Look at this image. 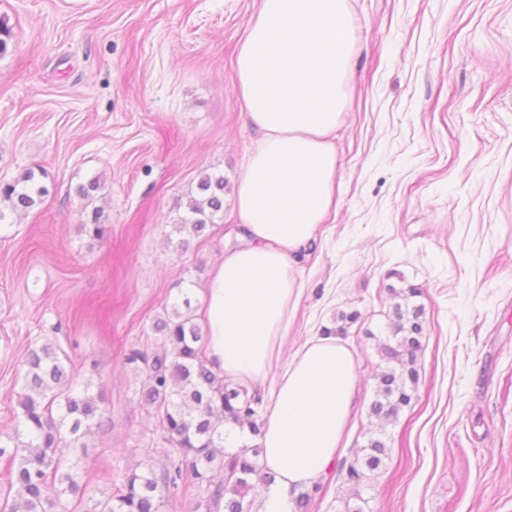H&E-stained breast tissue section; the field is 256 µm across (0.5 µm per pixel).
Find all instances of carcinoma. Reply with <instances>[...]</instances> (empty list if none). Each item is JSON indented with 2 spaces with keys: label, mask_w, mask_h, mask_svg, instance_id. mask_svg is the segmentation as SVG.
I'll return each instance as SVG.
<instances>
[{
  "label": "carcinoma",
  "mask_w": 512,
  "mask_h": 512,
  "mask_svg": "<svg viewBox=\"0 0 512 512\" xmlns=\"http://www.w3.org/2000/svg\"><path fill=\"white\" fill-rule=\"evenodd\" d=\"M47 194L31 170L0 185V224L38 206ZM185 208L181 222L174 225L176 232L198 233L214 223L224 211V175L202 176L198 195L189 196ZM418 294L416 288L395 293L402 302L394 305L392 340L381 346L387 368L377 376L370 407V415L384 421L396 419L410 403L419 380L417 355L425 311L410 304ZM154 328L160 333L162 352L132 348L124 363L143 377L141 396L171 448L169 463L158 473L152 468L128 471L109 494L95 498L68 467L67 452L85 447L82 439L91 428L111 426L112 415L90 395V383L66 373L53 345H36L23 359L29 393L19 401L12 445H0V458L16 463L0 481V512H161L165 498L189 485L200 490L194 512H251L245 502L250 480L271 481L258 464L263 448L254 443L235 453L224 452V426L246 427L260 437V398L247 396L207 366L206 335L191 313L188 293L181 294ZM387 457L385 440L369 439L348 465L347 481L359 488Z\"/></svg>",
  "instance_id": "carcinoma-1"
}]
</instances>
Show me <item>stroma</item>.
Here are the masks:
<instances>
[{
    "label": "stroma",
    "mask_w": 512,
    "mask_h": 512,
    "mask_svg": "<svg viewBox=\"0 0 512 512\" xmlns=\"http://www.w3.org/2000/svg\"><path fill=\"white\" fill-rule=\"evenodd\" d=\"M261 0H0V183L43 172L41 205L0 226V444L21 357L53 344L112 413L84 442L93 494L169 448L123 365L166 304L234 236V188L256 133L234 58ZM350 102L339 187L281 353L358 313L355 410L307 512H343V463L374 437L392 290L425 309L418 385L386 428L365 512H512V0H349ZM223 173L224 213L179 247V205ZM97 181L88 198L78 186ZM101 210L104 233L80 226Z\"/></svg>",
    "instance_id": "stroma-1"
}]
</instances>
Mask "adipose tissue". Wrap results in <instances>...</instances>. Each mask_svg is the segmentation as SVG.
I'll use <instances>...</instances> for the list:
<instances>
[{
	"mask_svg": "<svg viewBox=\"0 0 512 512\" xmlns=\"http://www.w3.org/2000/svg\"><path fill=\"white\" fill-rule=\"evenodd\" d=\"M354 29L348 0H261L238 46L234 88L256 131L236 184L238 245L204 289L209 367L267 393L259 464L274 480L264 512L334 465L356 386L353 355L311 339L276 371L304 289L302 262L336 206L333 136L347 104Z\"/></svg>",
	"mask_w": 512,
	"mask_h": 512,
	"instance_id": "adipose-tissue-1",
	"label": "adipose tissue"
}]
</instances>
